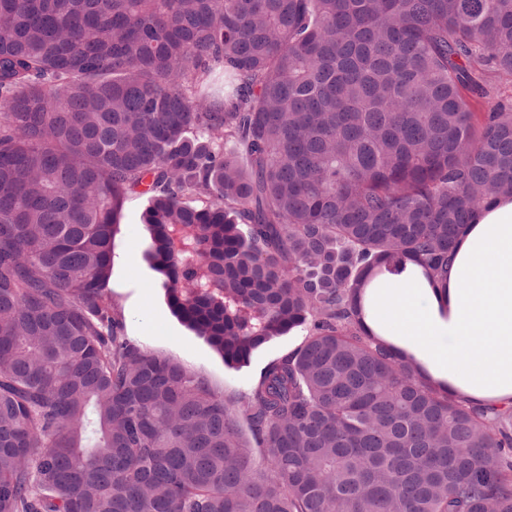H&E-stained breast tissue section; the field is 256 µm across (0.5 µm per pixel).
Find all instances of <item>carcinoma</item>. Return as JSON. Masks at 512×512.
I'll use <instances>...</instances> for the list:
<instances>
[{
    "mask_svg": "<svg viewBox=\"0 0 512 512\" xmlns=\"http://www.w3.org/2000/svg\"><path fill=\"white\" fill-rule=\"evenodd\" d=\"M494 78L512 0H0V512H512V406L359 304L377 269L446 282L512 195V107L465 95ZM131 193L225 364L308 327L245 397L125 336Z\"/></svg>",
    "mask_w": 512,
    "mask_h": 512,
    "instance_id": "cac0c4a2",
    "label": "carcinoma"
}]
</instances>
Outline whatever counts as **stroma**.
I'll list each match as a JSON object with an SVG mask.
<instances>
[{
    "label": "stroma",
    "instance_id": "1",
    "mask_svg": "<svg viewBox=\"0 0 512 512\" xmlns=\"http://www.w3.org/2000/svg\"><path fill=\"white\" fill-rule=\"evenodd\" d=\"M145 202L129 195L114 237L112 304L121 314L125 333L145 350L179 363L188 375L203 379L225 400H236L257 381L263 368L303 342L298 328L254 352L248 365L226 366L221 356L172 314L162 278L147 259L151 238L143 222Z\"/></svg>",
    "mask_w": 512,
    "mask_h": 512
}]
</instances>
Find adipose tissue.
I'll list each match as a JSON object with an SVG mask.
<instances>
[{
  "mask_svg": "<svg viewBox=\"0 0 512 512\" xmlns=\"http://www.w3.org/2000/svg\"><path fill=\"white\" fill-rule=\"evenodd\" d=\"M369 331L465 400L512 403V196L485 204L461 236L446 287L419 267L374 274L362 296Z\"/></svg>",
  "mask_w": 512,
  "mask_h": 512,
  "instance_id": "1",
  "label": "adipose tissue"
}]
</instances>
